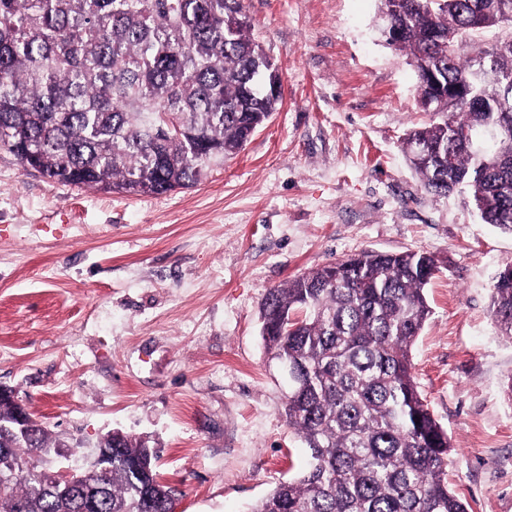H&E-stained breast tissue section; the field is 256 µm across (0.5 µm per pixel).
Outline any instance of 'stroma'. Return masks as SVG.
<instances>
[{
  "label": "stroma",
  "mask_w": 512,
  "mask_h": 512,
  "mask_svg": "<svg viewBox=\"0 0 512 512\" xmlns=\"http://www.w3.org/2000/svg\"><path fill=\"white\" fill-rule=\"evenodd\" d=\"M378 10L244 0L283 101L195 187L67 186L0 151V384L61 440L55 463L86 467L120 430L156 449L175 512H249L308 460L268 369L263 296L362 250L420 251L440 271L412 359L448 433V486L512 512V340L490 312L512 233L408 166L404 137L433 115Z\"/></svg>",
  "instance_id": "obj_1"
}]
</instances>
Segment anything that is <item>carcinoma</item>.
I'll list each match as a JSON object with an SVG mask.
<instances>
[{
  "instance_id": "carcinoma-1",
  "label": "carcinoma",
  "mask_w": 512,
  "mask_h": 512,
  "mask_svg": "<svg viewBox=\"0 0 512 512\" xmlns=\"http://www.w3.org/2000/svg\"><path fill=\"white\" fill-rule=\"evenodd\" d=\"M387 43L416 68L440 119L405 139L432 195L466 190L480 219L512 232V0H380ZM500 31L472 58L477 38ZM277 74L249 35L243 0H0V150L57 183L108 193L190 188L236 156L277 110ZM494 129L495 147L461 143ZM438 272L425 252L364 250L269 289L261 336L292 366L288 425L308 468L251 512H470L448 487V434L418 390L412 349ZM490 310L512 339V264ZM18 406L0 400V448L20 475L0 512H168L156 452L128 434L89 485H47L38 421L16 440Z\"/></svg>"
}]
</instances>
